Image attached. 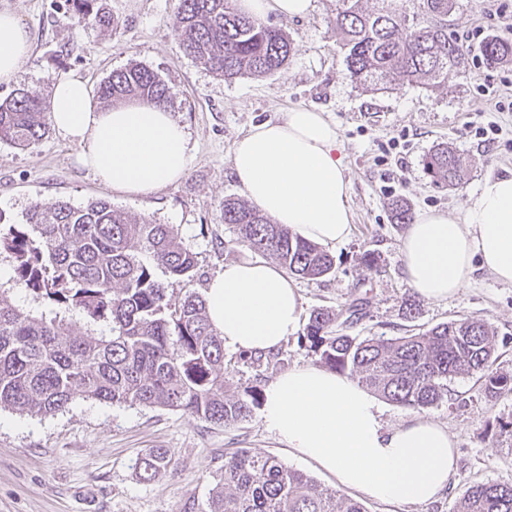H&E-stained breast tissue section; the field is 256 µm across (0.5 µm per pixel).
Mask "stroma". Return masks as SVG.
<instances>
[{
    "label": "stroma",
    "instance_id": "1",
    "mask_svg": "<svg viewBox=\"0 0 512 512\" xmlns=\"http://www.w3.org/2000/svg\"><path fill=\"white\" fill-rule=\"evenodd\" d=\"M332 0H312L307 16L269 14L265 22L283 29L294 44L286 66L266 77L227 79L186 56L173 26L179 0H107L118 22L105 32L79 23L70 0H0L28 29L32 51L14 84L0 85V99L24 88L49 99L57 78L76 73L99 86L112 72L141 64L171 87L170 112L190 136L185 176L148 197L120 194L77 164V147L57 131L20 149L0 142V213L22 223L34 203L64 200L79 206L107 200L136 218L177 225L199 256L200 279L183 282L203 293L207 280L229 262L258 255L238 243L221 219L225 198L242 196L231 169L235 141L257 123L289 109L324 112L338 127L345 174L351 184L349 238L332 246V274L297 279L303 315L317 308L363 302L366 316L355 336L398 337L458 318H478L495 330L494 371L512 375V283L476 267L455 297L429 301L408 286L401 243L406 225H395L389 204L407 199L413 213L438 210L457 215L484 180L512 172V112L496 111L480 85H500L512 76L507 63H466L449 74L448 85L431 90L396 83L369 92L351 76L331 29ZM450 31L466 43L475 26L494 30L481 0H456ZM497 122L494 144L479 143L475 129ZM456 148L471 161L456 188L435 186L424 168L438 144ZM375 257L365 266L364 254ZM283 361H240L225 350L231 391L255 382L269 384L286 369L318 364L319 357L297 337L281 346ZM423 417L447 426L456 444L457 469L448 488L425 504H386L363 499L366 512H455L467 490L485 482H512V392L487 399L479 375L448 384V397L423 409ZM170 449L175 465L149 482L135 463L147 449ZM246 450L274 456L332 488L335 478L295 456L266 428L261 410L247 422L216 426L181 411L76 400L52 417L0 413V512H207L211 489L224 459Z\"/></svg>",
    "mask_w": 512,
    "mask_h": 512
}]
</instances>
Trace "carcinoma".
<instances>
[{
  "label": "carcinoma",
  "mask_w": 512,
  "mask_h": 512,
  "mask_svg": "<svg viewBox=\"0 0 512 512\" xmlns=\"http://www.w3.org/2000/svg\"><path fill=\"white\" fill-rule=\"evenodd\" d=\"M78 20L118 26L97 0H72ZM336 0L330 24L345 49L346 66L365 89L394 81L440 89L465 65L461 45L448 34L456 0ZM174 25L184 53L224 78L264 77L282 69L294 46L280 28L237 11L233 0H180ZM483 53L512 61V42L492 38ZM98 97L114 102L168 105L171 88L140 64L113 72ZM47 106L25 89L0 101V141L27 147L48 129ZM432 181L460 185L468 159L446 144L424 161ZM395 224H409L403 200L392 202ZM221 218L237 241L273 257L288 274L318 279L334 271L322 247L294 234L238 198H226ZM13 266L12 282L42 308L12 302L0 287V411L54 416L78 398L111 405L160 407L190 413L219 426L252 417L264 400L259 385L226 394L224 338L209 321L197 293L174 285L197 275L198 253L174 224L130 220L105 200L75 206L36 203L14 224L0 213V254ZM166 281H161L157 272ZM365 317L350 303L310 313L300 343L336 373L382 398L425 409L448 397V380L480 373L490 400L512 391V376L493 372L494 329L484 320L451 319L422 333L395 338L353 336ZM173 465L167 448H150L136 462L150 481ZM208 512H365L358 501L324 488L272 456L237 451L208 499ZM456 512H512V482L470 487Z\"/></svg>",
  "instance_id": "1"
}]
</instances>
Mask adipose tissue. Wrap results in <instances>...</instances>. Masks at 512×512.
<instances>
[{
  "mask_svg": "<svg viewBox=\"0 0 512 512\" xmlns=\"http://www.w3.org/2000/svg\"><path fill=\"white\" fill-rule=\"evenodd\" d=\"M29 34L0 10V84L29 57ZM53 126L78 146L77 162L113 191L148 196L180 181L187 133L163 106L102 108L78 75L58 79L49 102ZM340 137L324 113L306 107L254 124L234 145L232 170L262 214L299 237L333 246L350 234V182ZM409 287L441 301L464 288L473 267L512 282V175L486 178L461 216L427 210L402 242ZM207 311L225 346L270 352L297 333L298 288L265 261L229 262L206 288ZM265 425L298 457L336 478L339 488L388 503H428L456 469L447 427L410 417L389 427L376 399L356 381L314 365L278 375L265 390Z\"/></svg>",
  "mask_w": 512,
  "mask_h": 512,
  "instance_id": "obj_1",
  "label": "adipose tissue"
}]
</instances>
